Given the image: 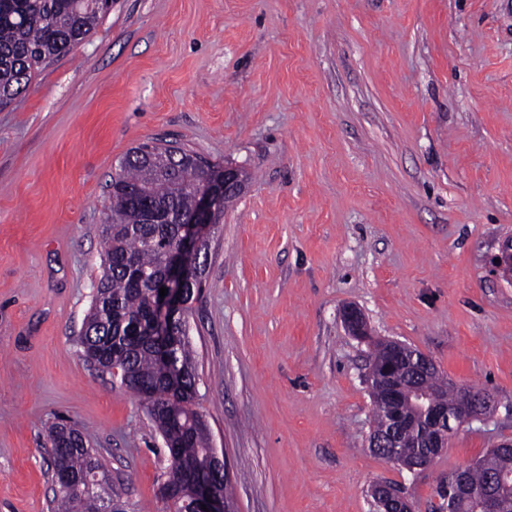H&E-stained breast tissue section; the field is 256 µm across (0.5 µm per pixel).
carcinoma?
Returning a JSON list of instances; mask_svg holds the SVG:
<instances>
[{"label":"carcinoma","instance_id":"carcinoma-1","mask_svg":"<svg viewBox=\"0 0 512 512\" xmlns=\"http://www.w3.org/2000/svg\"><path fill=\"white\" fill-rule=\"evenodd\" d=\"M104 0H0V107L25 91L47 65L71 52L106 16ZM221 178L224 166L166 143H143L120 161L112 177L110 217L101 226V274L79 344L88 363L117 377L139 396L170 456L161 495L172 490L176 512H197L198 487L214 479L208 426L194 409L199 376L182 325L156 335L159 289L167 282V257L178 242L179 218L192 213L206 177ZM413 351L393 353L372 343L369 368L392 364L400 382L428 394V402L451 405L462 391L489 397L481 388L458 386L436 366L420 367ZM395 402L373 404L372 433L389 435ZM414 423L407 440L428 453L433 445L428 416L403 407ZM52 468L53 512H119L126 506L103 458L76 427L56 422L46 429ZM512 474V446L493 448L440 490L438 512H478L474 494L493 475Z\"/></svg>","mask_w":512,"mask_h":512}]
</instances>
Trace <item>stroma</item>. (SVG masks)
Masks as SVG:
<instances>
[{
    "mask_svg": "<svg viewBox=\"0 0 512 512\" xmlns=\"http://www.w3.org/2000/svg\"><path fill=\"white\" fill-rule=\"evenodd\" d=\"M250 176L189 315L196 409L234 512H372V483L434 512L512 440V0H112L0 109V512H50L47 424H76L128 512H171L164 442L78 336L107 185L140 143ZM418 349L494 409L413 473L367 447L365 343ZM344 325L351 336H367L369 328L361 310L353 305L342 310Z\"/></svg>",
    "mask_w": 512,
    "mask_h": 512,
    "instance_id": "stroma-1",
    "label": "stroma"
}]
</instances>
